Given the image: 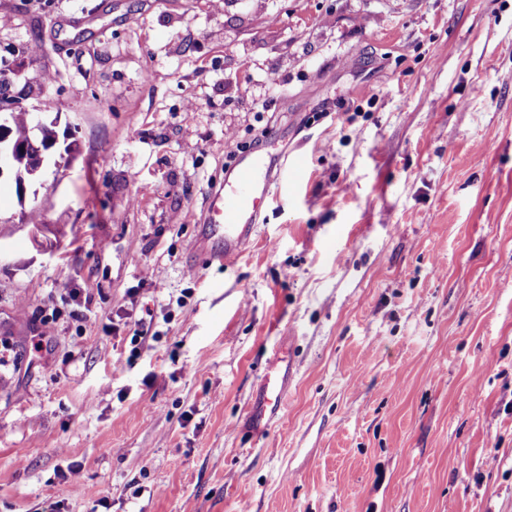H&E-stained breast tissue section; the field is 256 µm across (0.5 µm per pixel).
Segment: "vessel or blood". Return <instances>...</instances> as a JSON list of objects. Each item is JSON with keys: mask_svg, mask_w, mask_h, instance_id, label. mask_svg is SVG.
I'll return each mask as SVG.
<instances>
[{"mask_svg": "<svg viewBox=\"0 0 512 512\" xmlns=\"http://www.w3.org/2000/svg\"><path fill=\"white\" fill-rule=\"evenodd\" d=\"M273 181L261 158L238 160L231 178L214 190L206 203V231L223 239L224 248L207 253V262L228 263L250 242Z\"/></svg>", "mask_w": 512, "mask_h": 512, "instance_id": "b4317fda", "label": "vessel or blood"}]
</instances>
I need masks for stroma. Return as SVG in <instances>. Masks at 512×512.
I'll return each instance as SVG.
<instances>
[{
	"instance_id": "stroma-1",
	"label": "stroma",
	"mask_w": 512,
	"mask_h": 512,
	"mask_svg": "<svg viewBox=\"0 0 512 512\" xmlns=\"http://www.w3.org/2000/svg\"><path fill=\"white\" fill-rule=\"evenodd\" d=\"M0 72L78 147L0 179V512H512V0H0ZM269 169L260 157L242 158L232 178L214 190L206 203V231L223 239L224 250L206 253L208 263L226 264L236 258L250 242L262 213L264 199L272 192Z\"/></svg>"
}]
</instances>
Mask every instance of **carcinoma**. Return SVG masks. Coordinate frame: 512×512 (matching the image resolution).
<instances>
[{"mask_svg":"<svg viewBox=\"0 0 512 512\" xmlns=\"http://www.w3.org/2000/svg\"><path fill=\"white\" fill-rule=\"evenodd\" d=\"M7 130L9 132L7 144L12 147L9 173L13 174V179L24 182L40 174L41 153L58 143V134L54 125L44 123L35 130L31 113L16 110L9 113Z\"/></svg>","mask_w":512,"mask_h":512,"instance_id":"cac0c4a2","label":"carcinoma"}]
</instances>
